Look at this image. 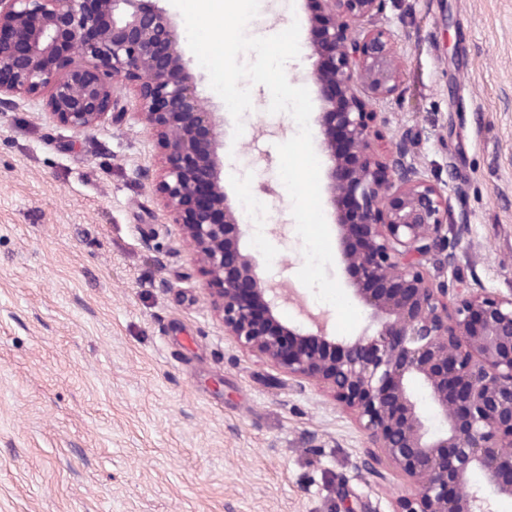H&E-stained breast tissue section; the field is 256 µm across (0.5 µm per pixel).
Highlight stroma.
<instances>
[{"label": "stroma", "instance_id": "1", "mask_svg": "<svg viewBox=\"0 0 512 512\" xmlns=\"http://www.w3.org/2000/svg\"><path fill=\"white\" fill-rule=\"evenodd\" d=\"M371 26L402 82L372 102L382 153L407 150L456 232L431 282L512 293V0H386ZM124 120L76 132L42 98L0 109V512H395L415 485L326 387L226 336L157 190L163 153L122 84ZM224 187H268L266 280L308 303L266 86L251 88ZM376 452L377 474L361 471Z\"/></svg>", "mask_w": 512, "mask_h": 512}]
</instances>
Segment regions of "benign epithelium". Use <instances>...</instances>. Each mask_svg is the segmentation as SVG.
<instances>
[{
  "label": "benign epithelium",
  "mask_w": 512,
  "mask_h": 512,
  "mask_svg": "<svg viewBox=\"0 0 512 512\" xmlns=\"http://www.w3.org/2000/svg\"><path fill=\"white\" fill-rule=\"evenodd\" d=\"M159 2L0 0V104L48 88L50 117L82 131L109 112L124 117L110 80L134 83L141 120L164 150L158 190L224 335L354 411L416 483L397 512H494L495 498H512V293L451 290L425 276L430 260L452 262V225L441 188L405 154L378 150L369 100L392 96L401 70L390 35L361 22L385 0H314L310 79L322 103L326 203L370 319L348 337L281 317L224 190V113L201 103Z\"/></svg>",
  "instance_id": "benign-epithelium-1"
}]
</instances>
